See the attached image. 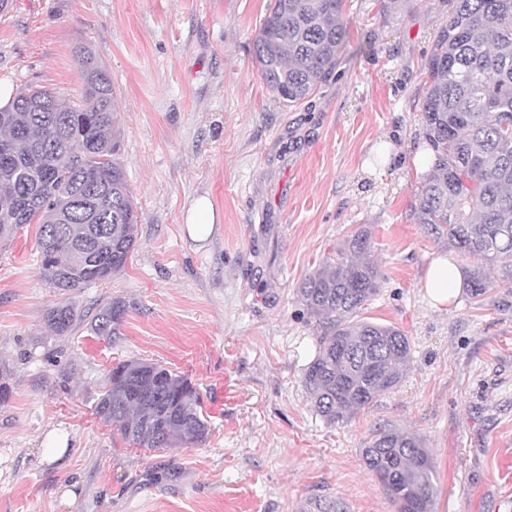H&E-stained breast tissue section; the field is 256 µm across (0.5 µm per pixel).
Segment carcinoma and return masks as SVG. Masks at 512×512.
<instances>
[{
	"label": "carcinoma",
	"mask_w": 512,
	"mask_h": 512,
	"mask_svg": "<svg viewBox=\"0 0 512 512\" xmlns=\"http://www.w3.org/2000/svg\"><path fill=\"white\" fill-rule=\"evenodd\" d=\"M343 4L270 0L253 53L260 78L284 105L308 100L335 71L349 36ZM76 57L79 104L31 88L0 108V244L37 225L40 275L61 295L111 279L136 245L111 79L88 47ZM421 112L435 160L414 194L412 218L461 255L482 256L485 265L470 270L466 283L478 300L512 280V0H453L426 63ZM372 243L371 229L358 228L297 288L301 303L326 320L304 386L329 424L397 387L410 360L399 328L349 320L379 291ZM125 314V303L111 300L89 329L110 342ZM46 321L64 336L77 311L63 300ZM94 414L139 447L200 444L210 431L191 381L139 360L112 368ZM363 459L398 512H429L435 465L421 439L382 429Z\"/></svg>",
	"instance_id": "1"
}]
</instances>
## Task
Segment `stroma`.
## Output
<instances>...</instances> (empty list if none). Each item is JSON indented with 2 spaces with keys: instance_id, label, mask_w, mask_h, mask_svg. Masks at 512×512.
Returning a JSON list of instances; mask_svg holds the SVG:
<instances>
[{
  "instance_id": "stroma-1",
  "label": "stroma",
  "mask_w": 512,
  "mask_h": 512,
  "mask_svg": "<svg viewBox=\"0 0 512 512\" xmlns=\"http://www.w3.org/2000/svg\"><path fill=\"white\" fill-rule=\"evenodd\" d=\"M269 0H12L0 12V81L75 100L74 51L89 46L119 107V156L137 206V246L112 280L72 293L81 322L56 336L59 297L40 277L36 228L0 249V512H397L362 450L379 429L422 438L431 512H512V284L434 307L440 255L410 211L431 154L420 120L424 64L450 0H344L349 42L306 102L283 105L253 42ZM214 224L194 230L191 201ZM373 232L381 287L358 316L405 331L404 381L330 425L303 373L318 317L295 288L359 225ZM122 300L107 342L85 319ZM159 363L198 388L211 431L164 452L125 443L92 412L118 362ZM62 456L46 455L52 436ZM173 461V480L147 481Z\"/></svg>"
}]
</instances>
